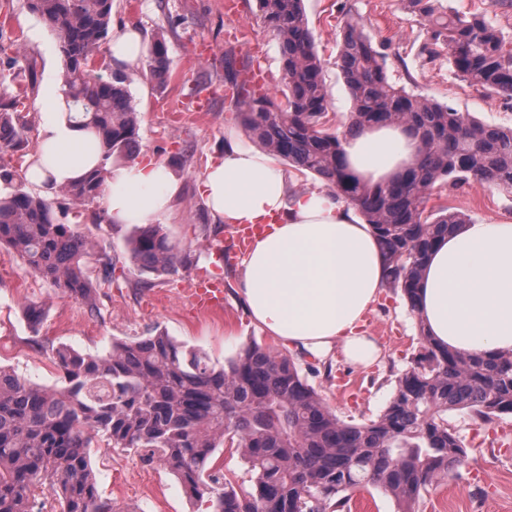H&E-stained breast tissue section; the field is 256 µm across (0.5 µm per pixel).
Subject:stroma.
Listing matches in <instances>:
<instances>
[{
  "label": "stroma",
  "mask_w": 512,
  "mask_h": 512,
  "mask_svg": "<svg viewBox=\"0 0 512 512\" xmlns=\"http://www.w3.org/2000/svg\"><path fill=\"white\" fill-rule=\"evenodd\" d=\"M226 0H114L112 23L140 31L145 45L163 41L171 61L164 81L128 66L129 92L140 114L139 154L162 164L178 156L182 188L173 218L163 226L187 260L176 273L157 277L140 271L128 255L131 226L103 220V202L74 213L65 198H57L54 214L63 224L78 223L114 263L111 281L96 291L94 307L68 298L38 276L27 272L12 251L0 249V365L31 381L57 386L61 373L53 347L101 353L113 340L146 335L160 328L177 341L206 352L221 363L250 343L283 351L274 337L257 329L238 292L241 260L214 266L212 251L225 246L231 225L219 224L204 208L199 181L208 161L235 148L254 150L238 119L233 91L224 82V62L261 73L265 89L280 98L281 58L272 33L256 20V0H241L238 17H229ZM348 6L354 18L386 55L393 84L496 126H512V100L481 94L453 71L447 55L428 60L420 49L428 35L422 19L403 0H304L316 49L324 64L329 90L328 120L332 127L348 123L351 102L336 66L343 15ZM7 13L0 37V83L7 91L25 88L27 146L38 141L39 115L35 102L49 88H61L64 57L55 34L32 13L27 0H0ZM24 50L28 68L14 73L5 63ZM204 99L207 111H191ZM430 207H448L470 222L512 221V194L489 185L469 183L435 188ZM220 268L224 280L223 306L203 310L188 290L203 271ZM38 303L41 320L32 323L30 303ZM366 328L383 355L366 367L348 363L341 351L328 357L299 359L302 374L335 411L338 418L363 423L376 417L390 399L400 374L414 365L421 350L417 318L401 293L386 289L366 315ZM331 361L332 376L321 373ZM448 422L466 450L464 462L447 478L429 487L418 512H512V415L489 422L464 410L449 412ZM91 463L99 491L116 512H207L208 505L189 499L176 478L162 465L143 463L133 453L95 442Z\"/></svg>",
  "instance_id": "obj_1"
}]
</instances>
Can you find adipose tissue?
<instances>
[{"instance_id":"1","label":"adipose tissue","mask_w":512,"mask_h":512,"mask_svg":"<svg viewBox=\"0 0 512 512\" xmlns=\"http://www.w3.org/2000/svg\"><path fill=\"white\" fill-rule=\"evenodd\" d=\"M39 138L28 183L46 194L101 166L98 139L67 110L63 93L39 102ZM352 172L384 185L418 155L403 126L347 135ZM179 182L164 165L134 160L112 168L103 186L113 224H154L168 217ZM200 193L224 224H266L244 258L240 293L252 322L288 348L316 355L341 349L368 366L382 350L364 329L386 286V260L371 225L324 190H289L267 156L238 149L209 162ZM416 311L435 341L463 353L512 352V224H465L432 250Z\"/></svg>"}]
</instances>
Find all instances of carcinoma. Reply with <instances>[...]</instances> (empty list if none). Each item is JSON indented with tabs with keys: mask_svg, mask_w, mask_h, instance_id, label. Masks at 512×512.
Wrapping results in <instances>:
<instances>
[{
	"mask_svg": "<svg viewBox=\"0 0 512 512\" xmlns=\"http://www.w3.org/2000/svg\"><path fill=\"white\" fill-rule=\"evenodd\" d=\"M426 22L421 54L448 49L457 76L476 90L512 98V38L484 15L453 12L441 0H405ZM258 18L279 44L284 100L238 80L227 69L241 125L260 149L336 191L373 226L386 257L387 287L416 308V290L438 241L466 223L442 207L427 210L441 183H487L512 194V127L421 97L389 81L386 56L364 25L347 20L336 56L349 92V127L406 126L419 142L416 162L384 187L348 167L339 134L326 128L328 88L303 0H257ZM29 9L59 36L69 106L99 138L103 161L136 153L140 115L129 75L93 68L109 37L113 0H28ZM169 71L163 41L154 42L141 72L162 80ZM27 93L0 101V154H25ZM100 167L54 194L77 207L101 198ZM54 198L33 192L17 170L0 162V249L65 296L95 311L100 280L112 279V258L73 224L54 218ZM131 261L143 272L170 275L182 263L158 224H136ZM423 352L397 380L383 410L346 423L300 374L294 360L253 343L224 363L156 328L116 340L104 354L67 346L53 358L62 387L32 383L0 367V512H41L51 497L60 512H114L101 497L90 448L100 437L113 448L159 462L185 494L209 499L213 512H350L349 491L372 487L398 512H416L421 493L454 471L465 449L448 412L466 410L487 422L512 414V353L465 354L440 347L419 322ZM247 466L251 489H236L213 459L224 442Z\"/></svg>",
	"mask_w": 512,
	"mask_h": 512,
	"instance_id": "1",
	"label": "carcinoma"
}]
</instances>
